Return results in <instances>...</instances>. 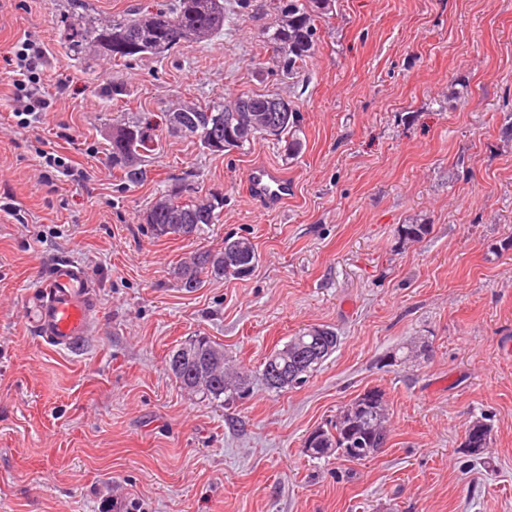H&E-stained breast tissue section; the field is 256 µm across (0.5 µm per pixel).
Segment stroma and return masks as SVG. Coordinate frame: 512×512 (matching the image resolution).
I'll return each instance as SVG.
<instances>
[{"label":"stroma","mask_w":512,"mask_h":512,"mask_svg":"<svg viewBox=\"0 0 512 512\" xmlns=\"http://www.w3.org/2000/svg\"><path fill=\"white\" fill-rule=\"evenodd\" d=\"M276 3L224 0L210 40L117 63L70 55L68 0H0V512H512V0H336L290 80L257 69ZM28 37L48 50L52 107L24 127L7 59ZM247 91L299 105L298 156L164 133L142 182L113 167L119 124ZM52 151L82 178L46 176ZM255 163L295 183L279 210L246 193ZM175 187L223 195L218 223L154 238L144 216ZM419 219L429 234L402 243ZM228 235L256 245L252 273L180 288L174 269ZM61 260L96 284L94 329L70 352L32 320ZM319 326L339 338L331 357L265 389V358ZM198 335L251 375L245 398L178 387L166 359ZM372 388L392 415L385 448L310 458L306 436ZM484 415L475 461L463 444ZM491 431L489 424L483 420H476L467 432L464 451L474 459L480 458L491 439Z\"/></svg>","instance_id":"obj_1"}]
</instances>
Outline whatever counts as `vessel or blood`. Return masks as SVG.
<instances>
[{
	"mask_svg": "<svg viewBox=\"0 0 512 512\" xmlns=\"http://www.w3.org/2000/svg\"><path fill=\"white\" fill-rule=\"evenodd\" d=\"M248 194L264 209H279L294 185L275 166L253 165L245 178ZM90 272L72 262L50 268L37 285L34 322L40 336L53 347L70 350L82 345L94 320L96 299Z\"/></svg>",
	"mask_w": 512,
	"mask_h": 512,
	"instance_id": "b4317fda",
	"label": "vessel or blood"
}]
</instances>
